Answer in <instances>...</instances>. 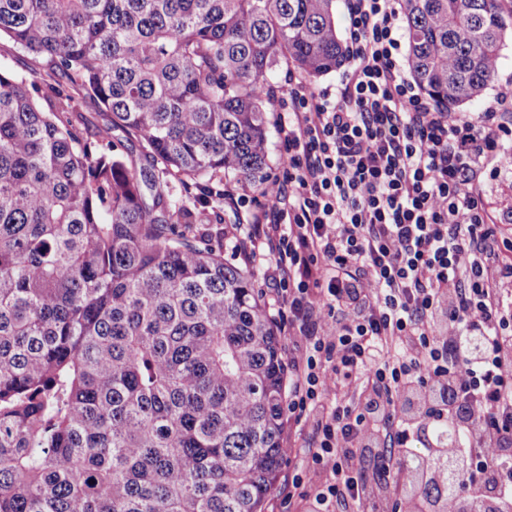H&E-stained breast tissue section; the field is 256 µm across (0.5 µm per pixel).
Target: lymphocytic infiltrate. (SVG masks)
<instances>
[{"instance_id": "1", "label": "lymphocytic infiltrate", "mask_w": 512, "mask_h": 512, "mask_svg": "<svg viewBox=\"0 0 512 512\" xmlns=\"http://www.w3.org/2000/svg\"><path fill=\"white\" fill-rule=\"evenodd\" d=\"M400 0H346L336 89L288 76L287 168L247 209L235 258L265 267L287 331L288 418L314 437V512H431L410 449L457 430L444 512H512V261L476 163L512 141L498 107L431 105L406 72Z\"/></svg>"}]
</instances>
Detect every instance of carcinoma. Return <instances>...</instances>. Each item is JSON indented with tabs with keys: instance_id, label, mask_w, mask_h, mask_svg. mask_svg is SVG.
<instances>
[{
	"instance_id": "obj_1",
	"label": "carcinoma",
	"mask_w": 512,
	"mask_h": 512,
	"mask_svg": "<svg viewBox=\"0 0 512 512\" xmlns=\"http://www.w3.org/2000/svg\"><path fill=\"white\" fill-rule=\"evenodd\" d=\"M401 2L429 102L479 97L512 9ZM1 35L58 102L0 71V512H263L286 364L255 269L190 202L221 177L263 194L270 76L346 63L334 0H0ZM72 90L105 122L70 118ZM433 467L409 489L438 509Z\"/></svg>"
}]
</instances>
